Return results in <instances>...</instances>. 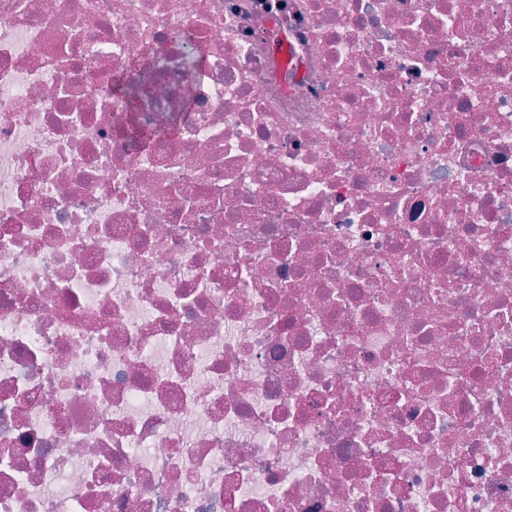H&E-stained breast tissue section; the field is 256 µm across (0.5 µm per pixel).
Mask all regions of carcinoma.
I'll return each instance as SVG.
<instances>
[{"mask_svg": "<svg viewBox=\"0 0 512 512\" xmlns=\"http://www.w3.org/2000/svg\"><path fill=\"white\" fill-rule=\"evenodd\" d=\"M178 54L172 58L165 52L149 44L141 56L131 59L126 68L115 77L112 84V96L120 100L128 113H135L139 105H154L153 97L141 98L146 86L155 88L161 74L170 66H178L187 77L196 76L202 67L203 50L192 34L186 32L178 37ZM125 135L137 144L145 147L155 136V132L146 131L130 121L124 127Z\"/></svg>", "mask_w": 512, "mask_h": 512, "instance_id": "1", "label": "carcinoma"}]
</instances>
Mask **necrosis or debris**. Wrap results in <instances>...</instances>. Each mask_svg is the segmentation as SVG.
<instances>
[{"instance_id":"obj_1","label":"necrosis or debris","mask_w":512,"mask_h":512,"mask_svg":"<svg viewBox=\"0 0 512 512\" xmlns=\"http://www.w3.org/2000/svg\"><path fill=\"white\" fill-rule=\"evenodd\" d=\"M0 512H512V0H0ZM178 48V54L173 59L148 44L143 54L132 58L120 75L115 77L112 95L124 104L125 112H138L142 89L149 86L154 92L159 77L171 65L178 66L186 77H195L200 72L203 50L192 34L186 32L179 35ZM147 60H151V63L145 64Z\"/></svg>"}]
</instances>
